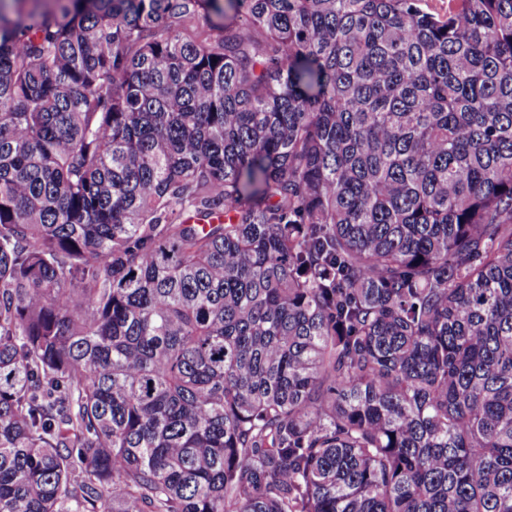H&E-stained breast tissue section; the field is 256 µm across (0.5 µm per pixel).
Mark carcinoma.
<instances>
[{
  "instance_id": "cac0c4a2",
  "label": "carcinoma",
  "mask_w": 512,
  "mask_h": 512,
  "mask_svg": "<svg viewBox=\"0 0 512 512\" xmlns=\"http://www.w3.org/2000/svg\"><path fill=\"white\" fill-rule=\"evenodd\" d=\"M422 2L0 8V512H512V0Z\"/></svg>"
}]
</instances>
